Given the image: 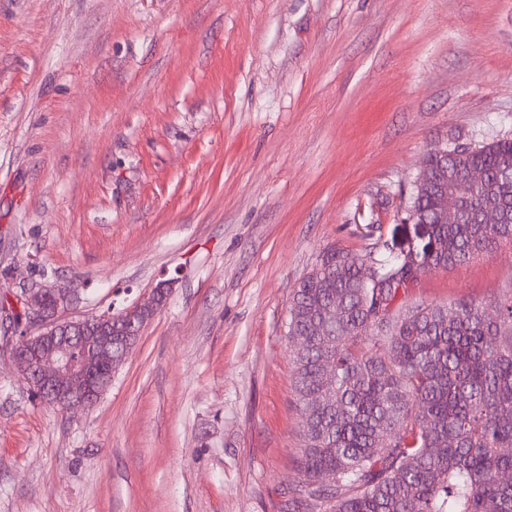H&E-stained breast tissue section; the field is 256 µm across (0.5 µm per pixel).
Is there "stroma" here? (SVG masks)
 <instances>
[{
	"instance_id": "stroma-1",
	"label": "stroma",
	"mask_w": 512,
	"mask_h": 512,
	"mask_svg": "<svg viewBox=\"0 0 512 512\" xmlns=\"http://www.w3.org/2000/svg\"><path fill=\"white\" fill-rule=\"evenodd\" d=\"M512 138V0H0V297L166 305L89 408L0 341V512H290L292 291L414 242L431 149ZM512 289V246L413 296Z\"/></svg>"
}]
</instances>
